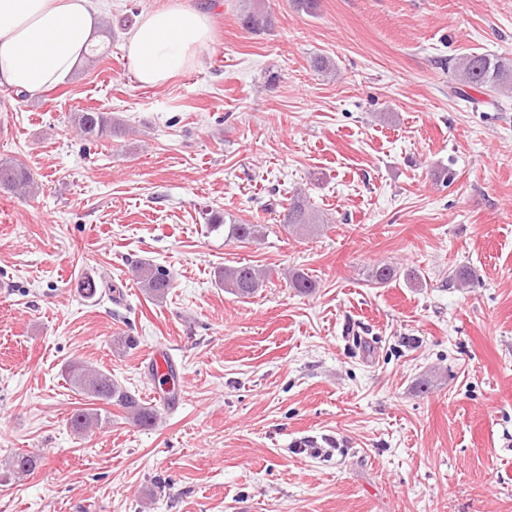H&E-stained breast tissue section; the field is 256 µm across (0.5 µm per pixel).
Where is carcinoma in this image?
I'll list each match as a JSON object with an SVG mask.
<instances>
[{"label":"carcinoma","mask_w":512,"mask_h":512,"mask_svg":"<svg viewBox=\"0 0 512 512\" xmlns=\"http://www.w3.org/2000/svg\"><path fill=\"white\" fill-rule=\"evenodd\" d=\"M239 19L242 26L251 32H265L275 25L273 14L265 7V0H241ZM454 80L463 86L484 93L491 92L509 97L512 92V59L488 54L472 53L457 59L453 67ZM74 122L81 135L89 141L112 137L123 130L120 122L110 112L86 110L74 114ZM0 186L12 191L28 193L34 181L27 168L13 160L0 161ZM214 227H224L227 238L240 243H258L264 237L260 224H242L235 218L225 219L212 215L208 218ZM316 210L300 193L289 198L284 208L282 224L285 230L303 234L317 226ZM134 274L140 288L152 299L162 301L171 288L169 274L161 267L147 263L135 266ZM398 275L396 268L389 264H378L368 272V282L376 285L387 284ZM273 276L270 269L258 268L250 264L224 267L218 270L216 279L224 291L238 297L249 298L263 287ZM67 379L87 399L104 405H118L127 410L135 425L142 428L155 426L157 411L139 402L135 395L112 379V375L97 370L81 362H71L65 368ZM101 414L95 408H79L70 416L72 430L84 434L92 425L99 422ZM38 463L34 455L16 452L9 460V467L18 475L31 474Z\"/></svg>","instance_id":"1"}]
</instances>
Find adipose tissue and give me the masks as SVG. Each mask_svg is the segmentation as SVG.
I'll use <instances>...</instances> for the list:
<instances>
[{
    "mask_svg": "<svg viewBox=\"0 0 512 512\" xmlns=\"http://www.w3.org/2000/svg\"><path fill=\"white\" fill-rule=\"evenodd\" d=\"M93 0H0V86L31 96L63 83L95 40ZM212 39L205 13L180 0L142 11L126 41L135 78L160 87L195 65Z\"/></svg>",
    "mask_w": 512,
    "mask_h": 512,
    "instance_id": "ef3b65f1",
    "label": "adipose tissue"
}]
</instances>
